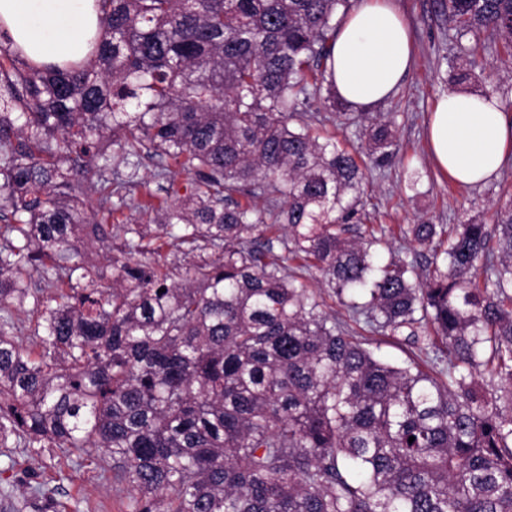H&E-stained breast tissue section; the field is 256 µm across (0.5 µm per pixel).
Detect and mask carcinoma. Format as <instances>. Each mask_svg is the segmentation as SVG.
<instances>
[{"label":"carcinoma","mask_w":512,"mask_h":512,"mask_svg":"<svg viewBox=\"0 0 512 512\" xmlns=\"http://www.w3.org/2000/svg\"><path fill=\"white\" fill-rule=\"evenodd\" d=\"M96 4L78 66L0 41V447L93 448L133 512H512V201L492 228L400 229L426 273L356 230L363 169L399 153L390 123L341 113L361 152L298 119L336 103L349 0ZM441 7L470 40L453 86L493 35L512 63V0ZM155 156L189 190L157 197ZM27 304L37 352L17 340ZM381 337L419 355L390 362Z\"/></svg>","instance_id":"cac0c4a2"}]
</instances>
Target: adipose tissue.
Returning <instances> with one entry per match:
<instances>
[{"label": "adipose tissue", "mask_w": 512, "mask_h": 512, "mask_svg": "<svg viewBox=\"0 0 512 512\" xmlns=\"http://www.w3.org/2000/svg\"><path fill=\"white\" fill-rule=\"evenodd\" d=\"M97 27L95 0H0V31L42 67L85 60ZM410 65L408 28L391 0H358L338 24L327 78L365 112L392 94ZM429 137L438 166L462 185L487 181L512 158V117L494 96L448 92Z\"/></svg>", "instance_id": "ef3b65f1"}]
</instances>
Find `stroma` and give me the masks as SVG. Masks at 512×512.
<instances>
[{"instance_id": "stroma-1", "label": "stroma", "mask_w": 512, "mask_h": 512, "mask_svg": "<svg viewBox=\"0 0 512 512\" xmlns=\"http://www.w3.org/2000/svg\"><path fill=\"white\" fill-rule=\"evenodd\" d=\"M413 39L414 65L394 95L377 105L375 114L390 119L401 151L384 170L368 172L363 201L371 224L395 230L423 220L462 224L478 219L493 224L502 200L512 195V162L485 183L464 187L433 162L428 124L448 91L449 62L460 48L448 35L438 0H395ZM465 92L493 95L512 113V67L504 56L486 54L475 82ZM419 170L417 188L408 174ZM96 452L54 449L46 456L29 448L0 447V512H34L33 488L51 499L50 512H132L125 486L96 464Z\"/></svg>"}]
</instances>
